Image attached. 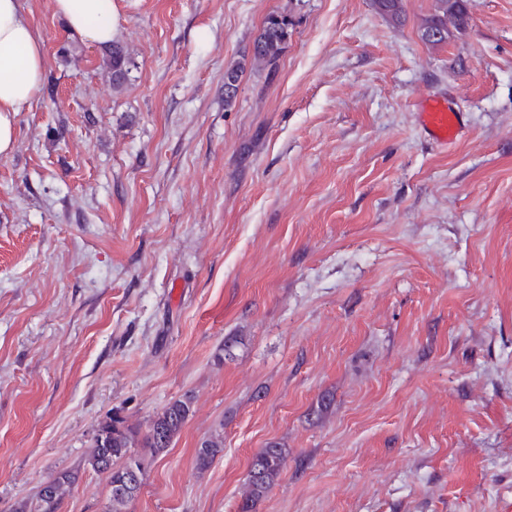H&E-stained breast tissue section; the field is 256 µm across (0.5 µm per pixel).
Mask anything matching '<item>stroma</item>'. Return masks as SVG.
<instances>
[{"instance_id": "1", "label": "stroma", "mask_w": 512, "mask_h": 512, "mask_svg": "<svg viewBox=\"0 0 512 512\" xmlns=\"http://www.w3.org/2000/svg\"><path fill=\"white\" fill-rule=\"evenodd\" d=\"M130 59L25 0L41 94L0 156V512L98 424L193 414L127 512H512V0L425 44L433 0H115ZM276 74L241 61L265 18ZM464 114L448 149L416 105ZM238 337L232 356L222 347ZM224 448L205 472L196 451ZM80 471L61 512H104ZM293 22L287 14L273 13L267 16L262 32L256 38L249 52L253 65L275 70L277 62L288 46ZM224 448L223 434L216 433L203 440L196 451L195 466L198 470L204 471L209 468L214 458ZM286 454L285 448L271 442L253 457L247 474L249 492L239 506V512H252L271 491L283 471Z\"/></svg>"}]
</instances>
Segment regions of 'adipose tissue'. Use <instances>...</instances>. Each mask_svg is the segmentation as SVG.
<instances>
[{
	"label": "adipose tissue",
	"mask_w": 512,
	"mask_h": 512,
	"mask_svg": "<svg viewBox=\"0 0 512 512\" xmlns=\"http://www.w3.org/2000/svg\"><path fill=\"white\" fill-rule=\"evenodd\" d=\"M54 14L66 29L100 48L115 39L119 14L114 0H54ZM45 51L23 0H0V156L14 147V117L39 97Z\"/></svg>",
	"instance_id": "adipose-tissue-1"
}]
</instances>
